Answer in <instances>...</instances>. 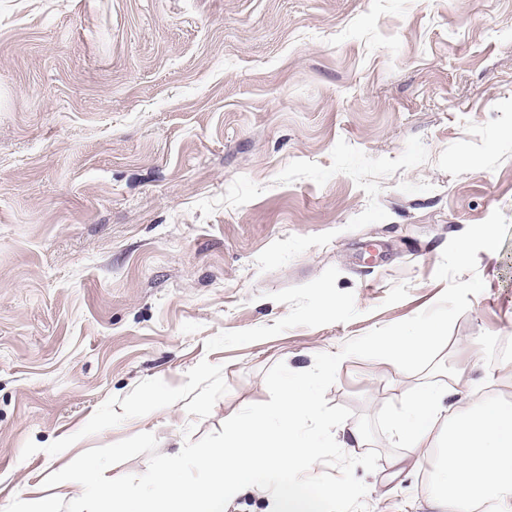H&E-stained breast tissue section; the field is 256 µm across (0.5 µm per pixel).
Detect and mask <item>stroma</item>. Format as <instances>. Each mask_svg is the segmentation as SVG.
<instances>
[{
	"label": "stroma",
	"mask_w": 512,
	"mask_h": 512,
	"mask_svg": "<svg viewBox=\"0 0 512 512\" xmlns=\"http://www.w3.org/2000/svg\"><path fill=\"white\" fill-rule=\"evenodd\" d=\"M512 220V0H0V512L78 452L131 487L280 375L407 320ZM433 362L347 358L329 512H429L388 420L465 369L512 403V231ZM157 406L145 404L146 397Z\"/></svg>",
	"instance_id": "35a3bbf8"
}]
</instances>
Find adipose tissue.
<instances>
[{"mask_svg": "<svg viewBox=\"0 0 512 512\" xmlns=\"http://www.w3.org/2000/svg\"><path fill=\"white\" fill-rule=\"evenodd\" d=\"M280 397L270 410L249 411L225 423L221 447L201 452L205 480H190L180 459L169 458L138 480L137 489L115 485L96 467L83 464L57 474L54 489L21 488L29 512H58L67 496L97 500L105 512H224L243 491L270 494V512H324L325 501L351 498L350 481L323 483L319 496L300 489V477L315 469L326 451L321 399L303 374L280 379ZM458 372L448 387L422 384L392 435L404 448L444 456L426 486L430 512H512V405L488 400L463 417L451 415L448 398L469 391Z\"/></svg>", "mask_w": 512, "mask_h": 512, "instance_id": "obj_1", "label": "adipose tissue"}]
</instances>
